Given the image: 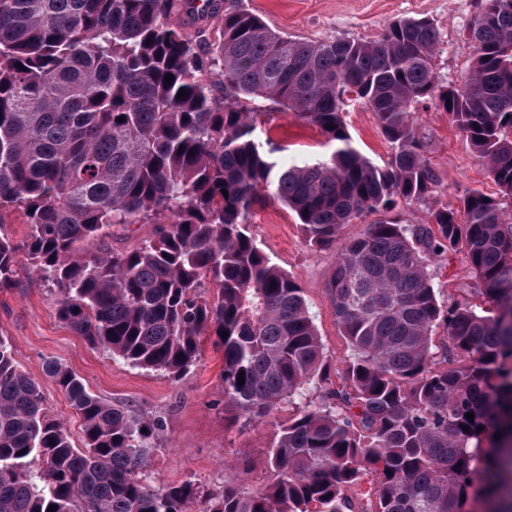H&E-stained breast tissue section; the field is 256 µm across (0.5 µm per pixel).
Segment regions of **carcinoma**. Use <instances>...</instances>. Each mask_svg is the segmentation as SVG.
<instances>
[{
    "label": "carcinoma",
    "mask_w": 512,
    "mask_h": 512,
    "mask_svg": "<svg viewBox=\"0 0 512 512\" xmlns=\"http://www.w3.org/2000/svg\"><path fill=\"white\" fill-rule=\"evenodd\" d=\"M478 14L473 66L450 94L426 18L377 40L309 42L239 0H0V290L15 285L22 249L92 348L176 378L209 331L224 353V410L294 407L276 425L264 488L246 486V461L216 490L156 486L161 420L104 402L50 359L44 376L81 420L75 444L0 337V512H187L201 498L205 512H512V224L499 203L470 190L429 225L380 220L339 238L431 192L412 112L435 98L512 197V0H481ZM267 101L335 142L330 157L278 165L252 137ZM350 103L377 115L385 166L352 147ZM269 196L309 246L336 253L340 368L304 290L252 232ZM12 212L28 227L21 246L4 229ZM166 212L136 246H114V229ZM458 248L479 310L438 298L430 263ZM366 479L367 499L351 494Z\"/></svg>",
    "instance_id": "obj_1"
}]
</instances>
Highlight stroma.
Segmentation results:
<instances>
[{
  "mask_svg": "<svg viewBox=\"0 0 512 512\" xmlns=\"http://www.w3.org/2000/svg\"><path fill=\"white\" fill-rule=\"evenodd\" d=\"M242 5L270 29L311 42L333 37L370 41L399 19H430L440 33L434 64L443 87L461 83L475 56L466 30L478 10V0H242ZM413 118L435 189L422 202L399 203L392 212L394 218L404 224L427 223L431 212L458 207L469 190L500 198L486 165L438 102L418 108ZM344 121L353 146L374 164L383 165L391 148L375 113L356 105L345 113ZM253 137L263 149L273 150L275 159L288 163L313 162L334 149L317 127L280 106L272 109L266 123L257 126ZM500 200L505 221L512 223V200ZM250 222L259 245L303 288L327 359L338 365L347 351L327 291L333 251L308 246L295 214L275 199L258 203ZM432 274L442 302L483 304L462 251L435 260ZM0 336L9 341L18 367L40 379L52 417L68 427L72 438L80 436V420L57 386L43 378L42 365L49 358L65 363L104 401L162 421L165 440L152 458L155 484L190 479L214 489L223 485L228 464L245 460L251 466L245 476L247 485L253 489L265 486L263 462L275 425L286 421L290 412L283 404L271 417L256 421L225 414L223 354L213 348L211 337H204L200 362L183 377L131 367L104 350L91 348L60 322L50 284L24 272L13 287L0 290Z\"/></svg>",
  "mask_w": 512,
  "mask_h": 512,
  "instance_id": "obj_1",
  "label": "stroma"
}]
</instances>
